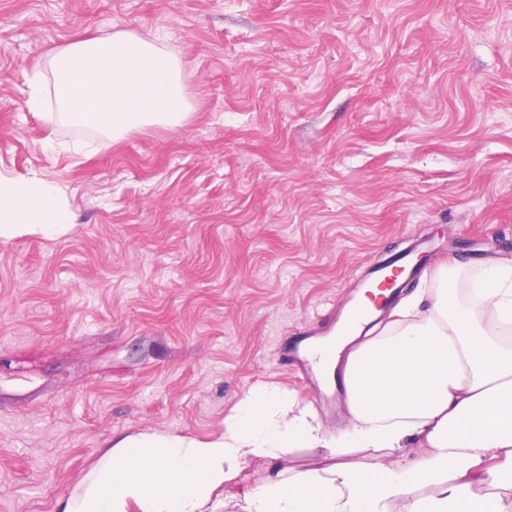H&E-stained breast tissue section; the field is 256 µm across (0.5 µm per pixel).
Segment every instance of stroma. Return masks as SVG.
Here are the masks:
<instances>
[{
  "mask_svg": "<svg viewBox=\"0 0 512 512\" xmlns=\"http://www.w3.org/2000/svg\"><path fill=\"white\" fill-rule=\"evenodd\" d=\"M120 31L182 64L178 129L27 107L67 44ZM65 144L52 152L47 142ZM0 173L71 227L0 238V512H53L114 440L203 438L251 389L345 428L299 356L363 276L512 259V0H0Z\"/></svg>",
  "mask_w": 512,
  "mask_h": 512,
  "instance_id": "stroma-1",
  "label": "stroma"
}]
</instances>
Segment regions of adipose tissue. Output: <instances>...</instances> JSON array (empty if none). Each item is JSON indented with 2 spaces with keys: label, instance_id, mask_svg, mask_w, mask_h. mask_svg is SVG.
Wrapping results in <instances>:
<instances>
[{
  "label": "adipose tissue",
  "instance_id": "ef3b65f1",
  "mask_svg": "<svg viewBox=\"0 0 512 512\" xmlns=\"http://www.w3.org/2000/svg\"><path fill=\"white\" fill-rule=\"evenodd\" d=\"M69 224L56 184L0 174V238ZM457 281L437 271L349 356L346 429L326 432L296 397L254 389L221 435L119 440L56 512H512V264L480 270L465 293ZM294 448L330 464H284L239 490L249 461ZM485 482L496 492L476 493Z\"/></svg>",
  "mask_w": 512,
  "mask_h": 512
}]
</instances>
